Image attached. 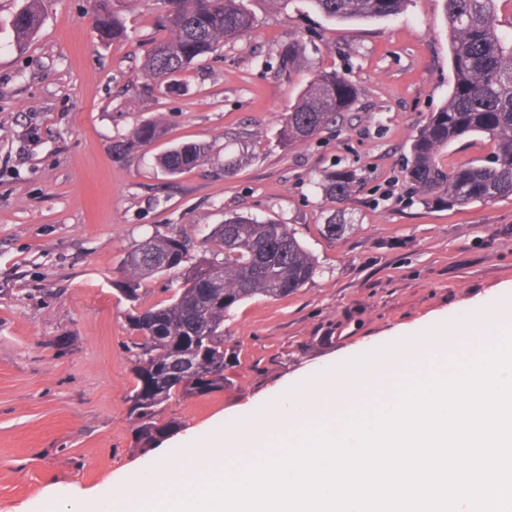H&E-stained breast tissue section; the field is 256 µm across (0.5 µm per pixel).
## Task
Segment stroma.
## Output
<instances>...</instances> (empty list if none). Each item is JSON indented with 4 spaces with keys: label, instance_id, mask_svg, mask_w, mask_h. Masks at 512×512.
Segmentation results:
<instances>
[{
    "label": "stroma",
    "instance_id": "stroma-1",
    "mask_svg": "<svg viewBox=\"0 0 512 512\" xmlns=\"http://www.w3.org/2000/svg\"><path fill=\"white\" fill-rule=\"evenodd\" d=\"M23 0H0V512H49L55 492L102 498L144 466L133 446L125 254L149 237L192 245L243 214L288 225L318 272L279 300L256 296L224 320V389L172 398L183 427L162 445L250 416L288 384L381 346L403 329L447 323L512 288V200L464 209L409 204L404 159L453 82L442 0H409L395 18L339 22L310 0H243L253 25L165 94L143 74L164 37L161 0H120L126 38L102 43L93 0H46L18 42ZM301 41L312 70L348 75L359 99L338 125L287 147L281 119L306 75H277ZM162 140L120 156L136 123ZM209 144L201 165L165 172L157 155ZM352 170L350 199L326 196L324 171ZM346 230L332 237L328 219ZM42 0H28L25 6L15 15L13 27L21 38L36 33L43 22Z\"/></svg>",
    "mask_w": 512,
    "mask_h": 512
}]
</instances>
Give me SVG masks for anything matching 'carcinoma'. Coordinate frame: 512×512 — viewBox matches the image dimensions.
<instances>
[{"label": "carcinoma", "instance_id": "obj_1", "mask_svg": "<svg viewBox=\"0 0 512 512\" xmlns=\"http://www.w3.org/2000/svg\"><path fill=\"white\" fill-rule=\"evenodd\" d=\"M332 19L369 20L395 16L408 0H311ZM448 23L450 61L454 80L448 101L431 113L410 145L407 174L423 205L468 207L512 200V33L497 19V0H443ZM162 24L168 36L155 43L144 60L143 72L156 86L178 90L177 77L199 59L225 43L246 35L252 25L241 0H162ZM42 0H26L13 27L21 38L36 33L43 22ZM97 32L104 41L126 35L121 11L96 0ZM306 49L290 41L279 53V73L287 82L304 67ZM359 97L357 85L336 72L311 74L290 111L282 119L281 141L291 147L307 142ZM164 124L149 120L136 125L115 145L122 154L163 138ZM477 135L495 144L493 161L448 167L441 162L445 148L458 139ZM209 147L183 143L163 153L161 167L170 174L193 169L205 161ZM324 187L337 199L350 195L354 176L330 172ZM147 253L168 262L181 287L167 301L141 306L142 283L164 270L137 260L140 248L127 253L119 287L132 303L130 331L136 335L134 374L130 395L135 447L155 448L182 427L176 419H160L162 406L183 398L224 390V318L243 301L261 295L281 299L313 280L314 256L286 224L258 222L237 215L217 226L190 254L189 241L177 235L152 237L142 243ZM224 260H218L219 255ZM190 356L205 377L176 371L177 360Z\"/></svg>", "mask_w": 512, "mask_h": 512}]
</instances>
